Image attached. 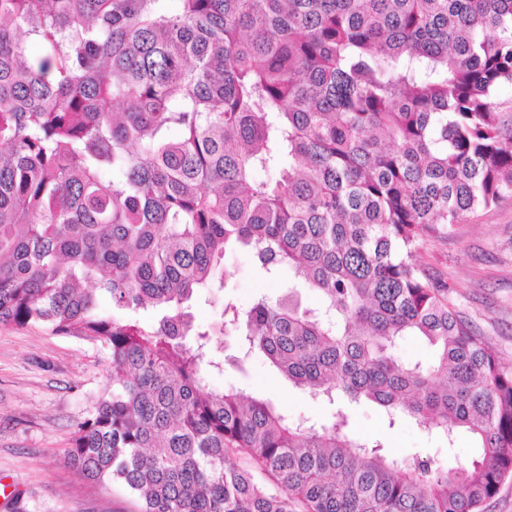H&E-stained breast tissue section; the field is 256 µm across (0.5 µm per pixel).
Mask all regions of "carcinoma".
<instances>
[{"mask_svg":"<svg viewBox=\"0 0 512 512\" xmlns=\"http://www.w3.org/2000/svg\"><path fill=\"white\" fill-rule=\"evenodd\" d=\"M506 198L512 0H0V324L107 353L67 456L140 512H482L512 479V367L414 256ZM239 250L320 304L197 323ZM225 336L240 371L261 353L474 455L399 461L340 408L217 392ZM393 353L403 362L427 365L433 360V352L426 342L418 336H406L398 340L392 348Z\"/></svg>","mask_w":512,"mask_h":512,"instance_id":"cac0c4a2","label":"carcinoma"}]
</instances>
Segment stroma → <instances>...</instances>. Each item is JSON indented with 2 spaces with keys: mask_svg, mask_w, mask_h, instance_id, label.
<instances>
[{
  "mask_svg": "<svg viewBox=\"0 0 512 512\" xmlns=\"http://www.w3.org/2000/svg\"><path fill=\"white\" fill-rule=\"evenodd\" d=\"M416 260L454 287L457 310L512 363V200L454 225L446 237L425 239ZM224 268V299L237 307L249 308L264 294L277 299L290 293L308 308L320 302L312 289H289L287 275L263 277L246 253L227 257ZM111 374L107 356L83 339L0 325V512H138L120 488L81 476L65 453L75 423L89 401L109 388ZM211 384L217 391L235 386L268 398L294 417L325 422L333 412L277 374L260 354L245 371L226 367ZM346 411L354 434L380 443L395 458L444 467L449 459L472 455L468 437L451 447L411 421L388 426L375 405H350Z\"/></svg>",
  "mask_w": 512,
  "mask_h": 512,
  "instance_id": "obj_1",
  "label": "stroma"
}]
</instances>
